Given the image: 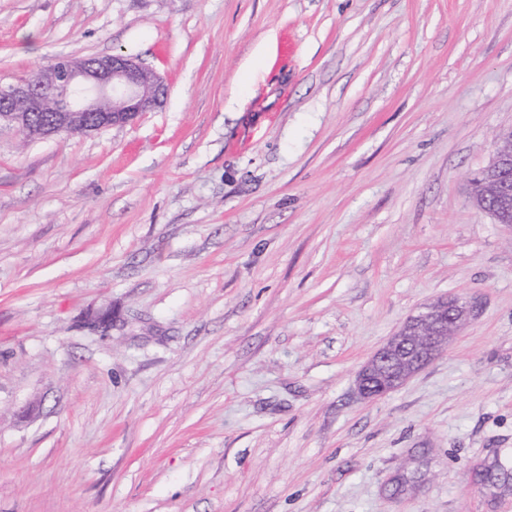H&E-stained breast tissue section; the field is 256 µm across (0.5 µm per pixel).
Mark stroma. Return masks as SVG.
I'll return each mask as SVG.
<instances>
[{
	"label": "stroma",
	"mask_w": 512,
	"mask_h": 512,
	"mask_svg": "<svg viewBox=\"0 0 512 512\" xmlns=\"http://www.w3.org/2000/svg\"><path fill=\"white\" fill-rule=\"evenodd\" d=\"M113 53L162 108L0 130V512H512V0H0L2 85ZM512 171V153L494 151L489 164L479 171V179L491 188V196L496 199L498 212L512 211V182L508 171ZM472 313V304L449 297L410 316L358 372V396L375 400L399 388L447 347L449 337L461 329Z\"/></svg>",
	"instance_id": "35a3bbf8"
}]
</instances>
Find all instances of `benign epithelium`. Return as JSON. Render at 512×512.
<instances>
[{
	"instance_id": "obj_1",
	"label": "benign epithelium",
	"mask_w": 512,
	"mask_h": 512,
	"mask_svg": "<svg viewBox=\"0 0 512 512\" xmlns=\"http://www.w3.org/2000/svg\"><path fill=\"white\" fill-rule=\"evenodd\" d=\"M167 96L162 76L126 54L65 57L15 84L0 86V128L28 138L88 134L122 126L159 108ZM512 153L494 151L479 179L499 211H512ZM473 313L458 297L440 299L410 316L366 361L356 378L363 400L399 388L432 362Z\"/></svg>"
}]
</instances>
